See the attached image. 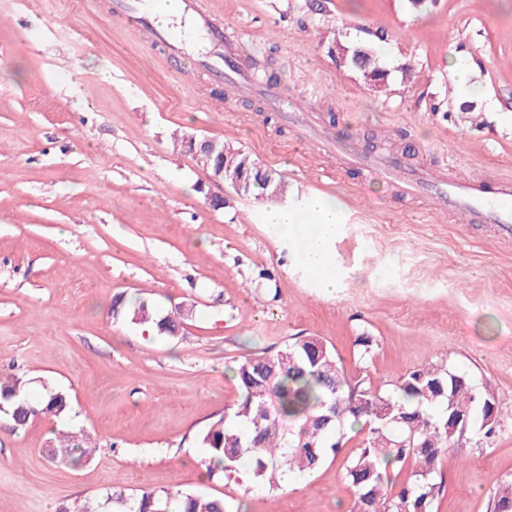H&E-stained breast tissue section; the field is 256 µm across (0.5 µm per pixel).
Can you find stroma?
Segmentation results:
<instances>
[{"instance_id":"35a3bbf8","label":"stroma","mask_w":512,"mask_h":512,"mask_svg":"<svg viewBox=\"0 0 512 512\" xmlns=\"http://www.w3.org/2000/svg\"><path fill=\"white\" fill-rule=\"evenodd\" d=\"M135 25L93 0H0V370L31 396L49 386L70 400L68 415L22 427L0 411V512L146 487L223 497L235 512H349L357 431L338 459L275 490L208 481L192 464L198 433L239 397L228 366L293 336L319 338L376 388L435 361L489 382L500 425L489 438L468 430L441 458L435 512H491L494 480L512 477V237L368 165L512 178V0H439L424 14L407 0H220L222 41L259 62L243 81L143 48ZM377 31L392 56L380 90L329 51ZM461 66L476 92L459 87ZM183 134L276 171L288 204L337 202L335 296L254 197L174 147ZM120 296L191 313L179 336L149 337L113 315ZM62 431L94 445L89 463L47 460Z\"/></svg>"}]
</instances>
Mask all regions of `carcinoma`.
Masks as SVG:
<instances>
[{"label":"carcinoma","instance_id":"carcinoma-1","mask_svg":"<svg viewBox=\"0 0 512 512\" xmlns=\"http://www.w3.org/2000/svg\"><path fill=\"white\" fill-rule=\"evenodd\" d=\"M384 36L346 46L339 64L359 71L375 87L390 75L380 51ZM214 172L224 168L227 183L242 196L270 193L284 197L287 184L246 153L228 148H199L194 153ZM113 315L131 323L152 325L156 333L177 336L189 311L160 316L146 301L125 306L119 298ZM239 400L198 436L205 449L199 466L207 479H230L249 461L251 479L258 486H279L283 471L316 472L347 442L345 427L362 423L364 437L357 453L345 461V480L352 491L350 512H434L444 491L436 467L460 431L451 421L465 417L468 426L480 423L491 434L500 422V410L488 386L474 384L466 373L432 362L407 371L391 392L373 389L345 374L336 353L313 336H294L273 353L244 358L232 369ZM28 382L0 374V410L18 426L41 414L59 417L70 410L65 393L45 388L36 400L27 394ZM86 439L68 434L47 449L56 463L76 467L89 458ZM415 464L402 483L390 476ZM110 512H233L229 501L182 490L137 494L107 493ZM493 512H512V478L494 481Z\"/></svg>","mask_w":512,"mask_h":512}]
</instances>
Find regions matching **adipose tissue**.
<instances>
[{
  "label": "adipose tissue",
  "instance_id": "1",
  "mask_svg": "<svg viewBox=\"0 0 512 512\" xmlns=\"http://www.w3.org/2000/svg\"><path fill=\"white\" fill-rule=\"evenodd\" d=\"M308 214V222H301V214ZM265 221L273 232L288 239H301L298 253L301 265L311 275L323 294H335L338 279L330 259L332 244L342 222V212L335 200L323 195L309 197L302 209L275 202L264 206Z\"/></svg>",
  "mask_w": 512,
  "mask_h": 512
}]
</instances>
